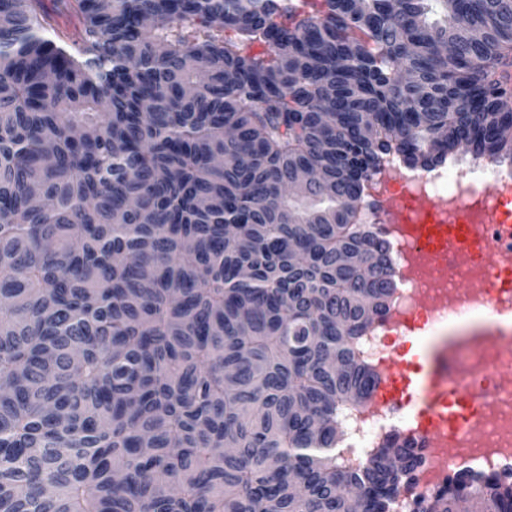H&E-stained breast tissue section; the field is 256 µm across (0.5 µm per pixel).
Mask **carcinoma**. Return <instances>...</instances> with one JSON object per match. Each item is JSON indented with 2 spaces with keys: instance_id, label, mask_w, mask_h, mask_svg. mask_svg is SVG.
Returning a JSON list of instances; mask_svg holds the SVG:
<instances>
[{
  "instance_id": "obj_1",
  "label": "carcinoma",
  "mask_w": 512,
  "mask_h": 512,
  "mask_svg": "<svg viewBox=\"0 0 512 512\" xmlns=\"http://www.w3.org/2000/svg\"><path fill=\"white\" fill-rule=\"evenodd\" d=\"M511 65L512 0H0V512H389L364 179L512 166Z\"/></svg>"
}]
</instances>
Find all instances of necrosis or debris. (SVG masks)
Listing matches in <instances>:
<instances>
[{
	"instance_id": "necrosis-or-debris-1",
	"label": "necrosis or debris",
	"mask_w": 512,
	"mask_h": 512,
	"mask_svg": "<svg viewBox=\"0 0 512 512\" xmlns=\"http://www.w3.org/2000/svg\"><path fill=\"white\" fill-rule=\"evenodd\" d=\"M383 168L399 179L364 187L357 223L384 240L394 289L383 314L362 333L360 356L379 368L396 353L397 338L424 339L437 362L417 400L429 411L415 422L410 402L398 397L340 418L348 456L363 462L391 437L419 447L422 462L391 512H419L422 501L466 470L496 474L512 484V168L463 160L413 168L390 156ZM500 221H482L489 207ZM494 413H486L485 404ZM437 435L423 447L424 431Z\"/></svg>"
}]
</instances>
